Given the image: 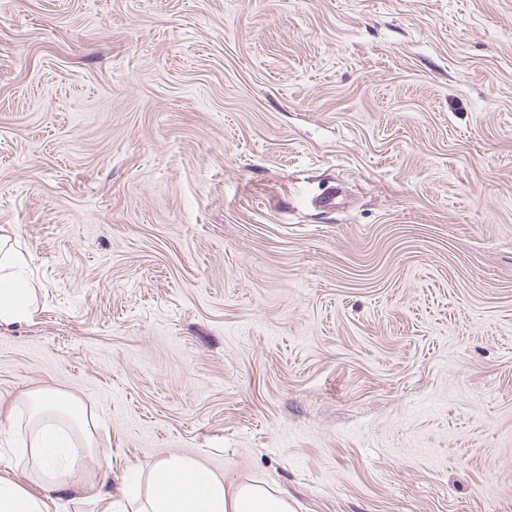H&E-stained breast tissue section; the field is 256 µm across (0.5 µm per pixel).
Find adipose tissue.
I'll return each mask as SVG.
<instances>
[{
    "mask_svg": "<svg viewBox=\"0 0 512 512\" xmlns=\"http://www.w3.org/2000/svg\"><path fill=\"white\" fill-rule=\"evenodd\" d=\"M34 288L21 278V258L0 228V327L30 321ZM29 456L37 483L58 484L85 456L95 453L93 422L79 399L37 390L26 398ZM51 506L7 475H0V512H50ZM137 512H291L288 495L270 484L224 482L195 460L172 455L148 474V491Z\"/></svg>",
    "mask_w": 512,
    "mask_h": 512,
    "instance_id": "ef3b65f1",
    "label": "adipose tissue"
}]
</instances>
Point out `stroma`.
Listing matches in <instances>:
<instances>
[{"instance_id":"stroma-1","label":"stroma","mask_w":512,"mask_h":512,"mask_svg":"<svg viewBox=\"0 0 512 512\" xmlns=\"http://www.w3.org/2000/svg\"><path fill=\"white\" fill-rule=\"evenodd\" d=\"M0 227V473L26 392L97 424L57 512L170 455L512 512V0H0ZM0 228V327L30 321L35 313V288L21 278V257Z\"/></svg>"}]
</instances>
